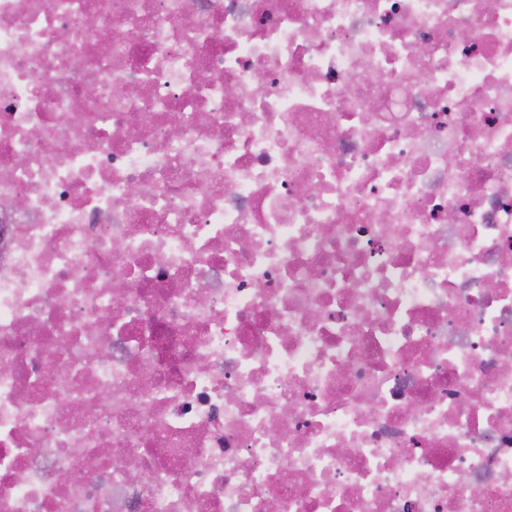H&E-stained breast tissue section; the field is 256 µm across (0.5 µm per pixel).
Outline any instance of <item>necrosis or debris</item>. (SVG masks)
Instances as JSON below:
<instances>
[{"label":"necrosis or debris","mask_w":512,"mask_h":512,"mask_svg":"<svg viewBox=\"0 0 512 512\" xmlns=\"http://www.w3.org/2000/svg\"><path fill=\"white\" fill-rule=\"evenodd\" d=\"M0 512H512V0H0Z\"/></svg>","instance_id":"necrosis-or-debris-1"}]
</instances>
